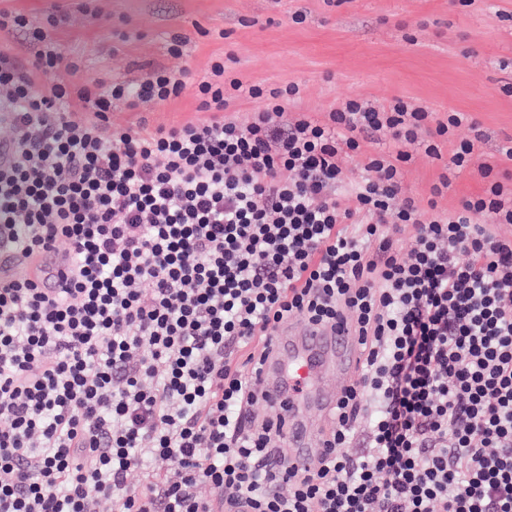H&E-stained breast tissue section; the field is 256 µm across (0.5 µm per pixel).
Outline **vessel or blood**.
<instances>
[{"mask_svg": "<svg viewBox=\"0 0 512 512\" xmlns=\"http://www.w3.org/2000/svg\"><path fill=\"white\" fill-rule=\"evenodd\" d=\"M26 277L48 295L71 278L67 255L46 246L33 254L0 246V284ZM360 359V344L347 323L333 326L294 322L273 337L258 379L268 408L281 419L290 451L286 464L307 471L324 455L323 434Z\"/></svg>", "mask_w": 512, "mask_h": 512, "instance_id": "b4317fda", "label": "vessel or blood"}]
</instances>
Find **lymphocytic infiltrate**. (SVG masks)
Here are the masks:
<instances>
[{
	"label": "lymphocytic infiltrate",
	"mask_w": 512,
	"mask_h": 512,
	"mask_svg": "<svg viewBox=\"0 0 512 512\" xmlns=\"http://www.w3.org/2000/svg\"><path fill=\"white\" fill-rule=\"evenodd\" d=\"M14 32L40 49L0 50V230L25 252L66 243L71 285L0 286V512H512V179L487 163L459 212L436 202L477 150L467 114L350 98L287 121L299 85L246 88L218 61L208 121L116 125L114 107L160 105L181 79L96 92L0 10ZM244 94L263 108L221 118ZM423 133L444 161L424 205L400 196ZM363 135L392 149L349 185L339 154ZM294 318L346 322L362 352L307 473L252 411L254 347Z\"/></svg>",
	"instance_id": "lymphocytic-infiltrate-1"
}]
</instances>
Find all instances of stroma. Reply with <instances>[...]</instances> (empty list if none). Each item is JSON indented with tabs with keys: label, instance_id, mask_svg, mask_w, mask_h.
Here are the masks:
<instances>
[{
	"label": "stroma",
	"instance_id": "stroma-1",
	"mask_svg": "<svg viewBox=\"0 0 512 512\" xmlns=\"http://www.w3.org/2000/svg\"><path fill=\"white\" fill-rule=\"evenodd\" d=\"M35 23L54 18L51 38L97 88L132 83L150 68L185 72L181 94L149 111L112 110L121 125L171 126L207 120L198 83L215 60L243 85L299 84L301 107L318 122L343 99L400 98L439 115L468 113L481 134L473 165L438 199L461 209L481 194L478 166L498 159L512 138V0H0V9ZM184 37L172 56L173 34ZM406 196L426 201L441 161L410 146Z\"/></svg>",
	"mask_w": 512,
	"mask_h": 512
}]
</instances>
